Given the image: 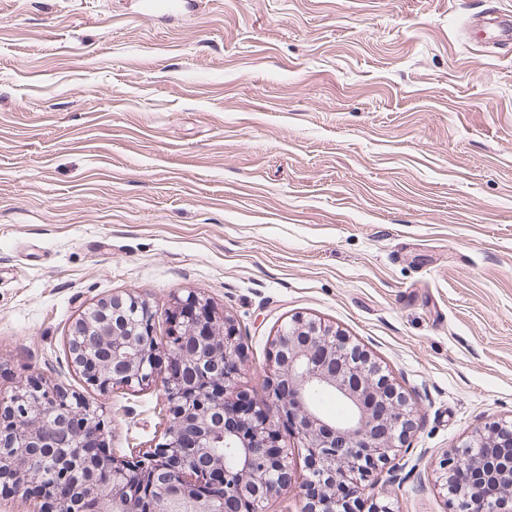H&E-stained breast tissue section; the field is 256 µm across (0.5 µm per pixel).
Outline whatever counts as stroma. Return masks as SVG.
Returning <instances> with one entry per match:
<instances>
[{
    "label": "stroma",
    "instance_id": "obj_1",
    "mask_svg": "<svg viewBox=\"0 0 512 512\" xmlns=\"http://www.w3.org/2000/svg\"><path fill=\"white\" fill-rule=\"evenodd\" d=\"M512 0H0V388L81 395L126 454L163 433L160 383L102 393L76 319L133 293L165 332L204 295L261 387L304 314L417 408L362 498L451 512L439 462L512 421V51L466 35Z\"/></svg>",
    "mask_w": 512,
    "mask_h": 512
}]
</instances>
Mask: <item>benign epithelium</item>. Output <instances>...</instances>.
<instances>
[{"label":"benign epithelium","instance_id":"7a95c632","mask_svg":"<svg viewBox=\"0 0 512 512\" xmlns=\"http://www.w3.org/2000/svg\"><path fill=\"white\" fill-rule=\"evenodd\" d=\"M204 339L188 354L181 345ZM73 363L87 385L105 393L161 379L167 418L153 447L107 458L106 424L80 395L49 386L32 374L8 394L0 393V482L34 496L42 512H75L93 498L98 512H226L227 499L269 502L292 482L291 453L283 432L307 448L300 512H355L336 500L342 477L359 486L371 477L365 461L385 463L402 447L415 408L390 382L381 366L341 331L316 319L295 316L278 329L268 369L265 398L252 401L235 421L224 424L244 371V353L234 320L196 294L176 297L169 328L159 337L153 311L133 294L111 296L77 318L69 336ZM186 366L198 369L204 385L185 382ZM332 394L348 410L333 421L312 401ZM512 422L475 431L439 464V480L450 496L448 478L461 463L474 461V448ZM223 429L224 447L238 454L236 469L211 453L210 438ZM512 487V459L488 465ZM454 512H501L498 501L457 500Z\"/></svg>","mask_w":512,"mask_h":512}]
</instances>
